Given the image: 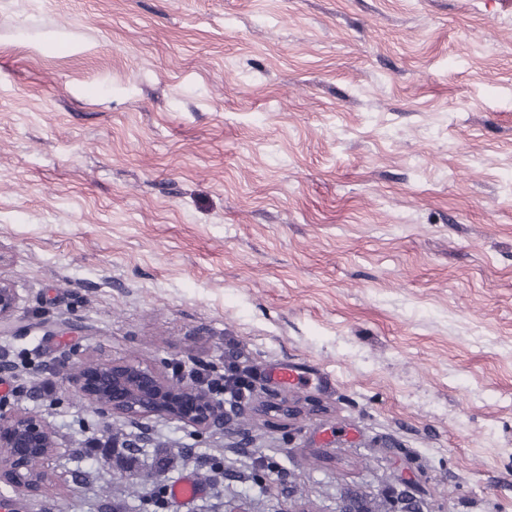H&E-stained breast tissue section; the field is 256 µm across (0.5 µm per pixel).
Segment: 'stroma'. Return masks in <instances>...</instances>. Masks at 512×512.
Wrapping results in <instances>:
<instances>
[{"label": "stroma", "instance_id": "obj_1", "mask_svg": "<svg viewBox=\"0 0 512 512\" xmlns=\"http://www.w3.org/2000/svg\"><path fill=\"white\" fill-rule=\"evenodd\" d=\"M0 278L11 512H512V0H0ZM231 355L221 428L67 382ZM20 301L16 290L5 279L0 278V328L11 323ZM226 369L228 373L224 372L223 376L212 377L208 375L202 378V382L207 384L211 392L224 393L234 403L240 402L244 398L249 382L245 376L238 375L235 364L227 366ZM57 446L50 427L27 413L0 415V482L36 492Z\"/></svg>", "mask_w": 512, "mask_h": 512}]
</instances>
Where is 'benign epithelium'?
<instances>
[{"mask_svg": "<svg viewBox=\"0 0 512 512\" xmlns=\"http://www.w3.org/2000/svg\"><path fill=\"white\" fill-rule=\"evenodd\" d=\"M14 288L0 278V327L20 305ZM68 382L104 416L160 417L200 428L224 423V402L198 383H175L162 370L139 361H108L75 368ZM57 446L50 427L27 413L0 415V482L36 492Z\"/></svg>", "mask_w": 512, "mask_h": 512, "instance_id": "1", "label": "benign epithelium"}]
</instances>
